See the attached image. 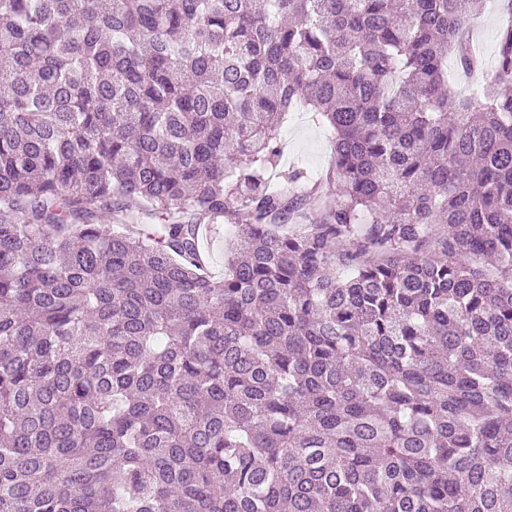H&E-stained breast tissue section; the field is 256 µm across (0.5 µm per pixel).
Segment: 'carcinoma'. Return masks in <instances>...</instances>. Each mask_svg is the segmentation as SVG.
I'll return each mask as SVG.
<instances>
[{
    "instance_id": "carcinoma-1",
    "label": "carcinoma",
    "mask_w": 512,
    "mask_h": 512,
    "mask_svg": "<svg viewBox=\"0 0 512 512\" xmlns=\"http://www.w3.org/2000/svg\"><path fill=\"white\" fill-rule=\"evenodd\" d=\"M481 3L0 0V512H512L511 22L448 90ZM298 105L332 206L270 176ZM246 222H249V217L241 213L235 216L230 223L225 221L224 224H221L219 234L207 235L204 238V249L208 252L212 271L216 277L224 276V257L231 240V226L228 224H245Z\"/></svg>"
}]
</instances>
